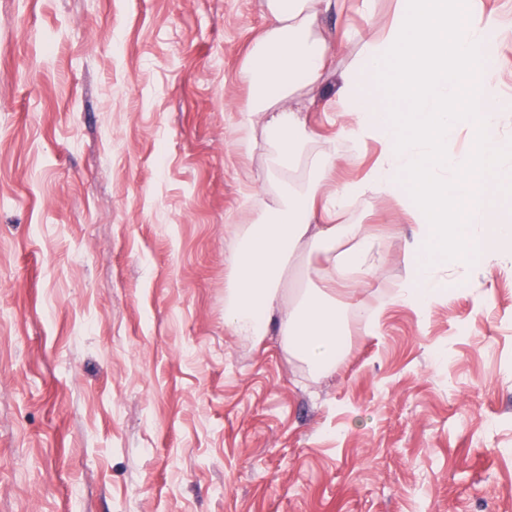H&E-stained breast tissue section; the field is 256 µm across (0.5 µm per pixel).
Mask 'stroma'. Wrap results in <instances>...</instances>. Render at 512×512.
Instances as JSON below:
<instances>
[{
  "label": "stroma",
  "instance_id": "obj_1",
  "mask_svg": "<svg viewBox=\"0 0 512 512\" xmlns=\"http://www.w3.org/2000/svg\"><path fill=\"white\" fill-rule=\"evenodd\" d=\"M262 0H0V512H512V263L393 302L385 237L351 352L315 376L224 322L261 207L239 125ZM361 0L327 17L334 64Z\"/></svg>",
  "mask_w": 512,
  "mask_h": 512
}]
</instances>
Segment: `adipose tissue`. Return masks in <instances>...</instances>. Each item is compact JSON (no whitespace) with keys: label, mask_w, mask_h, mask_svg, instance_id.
<instances>
[{"label":"adipose tissue","mask_w":512,"mask_h":512,"mask_svg":"<svg viewBox=\"0 0 512 512\" xmlns=\"http://www.w3.org/2000/svg\"><path fill=\"white\" fill-rule=\"evenodd\" d=\"M338 3L263 0L267 26L244 62L250 100L240 125L263 127L271 188L243 227L224 312L254 344L277 325L283 348L317 372L347 353L341 298L355 299L379 267L381 239L338 221L367 194L394 198L413 224L395 302L429 312L446 292L433 274L439 263L512 257V212L495 203V174L512 163L497 141L512 100L499 88L496 25L481 0H397L388 23L357 31L359 53L327 101L336 135L323 142L304 113L332 72L320 21ZM465 129L468 151L450 154L449 139ZM370 140L382 145L373 165L334 183L338 164L358 160ZM305 248L322 258L304 270L317 283L288 305L282 276Z\"/></svg>","instance_id":"adipose-tissue-1"}]
</instances>
